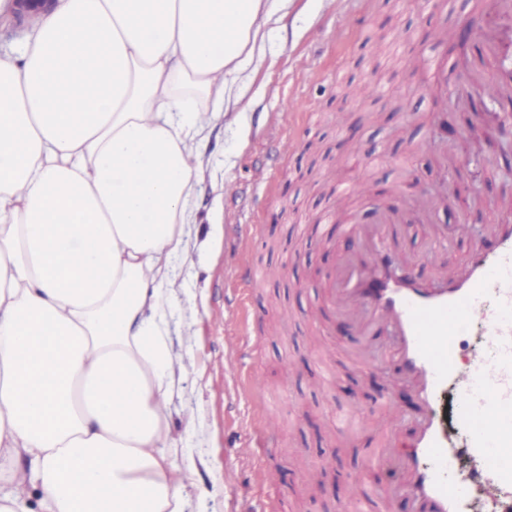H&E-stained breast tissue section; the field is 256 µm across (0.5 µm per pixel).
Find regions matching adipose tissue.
<instances>
[{
    "mask_svg": "<svg viewBox=\"0 0 512 512\" xmlns=\"http://www.w3.org/2000/svg\"><path fill=\"white\" fill-rule=\"evenodd\" d=\"M288 2L57 0L0 51V512H193L173 261Z\"/></svg>",
    "mask_w": 512,
    "mask_h": 512,
    "instance_id": "adipose-tissue-1",
    "label": "adipose tissue"
}]
</instances>
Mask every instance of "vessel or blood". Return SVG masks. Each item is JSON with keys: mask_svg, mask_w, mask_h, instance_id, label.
<instances>
[{"mask_svg": "<svg viewBox=\"0 0 512 512\" xmlns=\"http://www.w3.org/2000/svg\"><path fill=\"white\" fill-rule=\"evenodd\" d=\"M489 69L477 82L495 96L512 93V46L486 43ZM393 225L351 224L360 251L340 260L331 279L328 303L339 316L386 328L394 349L365 362L413 389L422 415L411 437L399 424L381 431L369 449L365 468H395L399 486L382 491L385 500L407 498L417 512H467L470 491H477L491 512H512V219L489 226L488 240H477L475 253L438 273L434 283L419 281L411 263L390 245ZM497 305L488 308L487 292ZM467 324L484 326L493 351L460 365L454 338ZM458 394L457 416L470 430L465 453L479 468L448 481L459 450L443 427L438 399L445 385Z\"/></svg>", "mask_w": 512, "mask_h": 512, "instance_id": "1", "label": "vessel or blood"}]
</instances>
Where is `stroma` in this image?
I'll use <instances>...</instances> for the list:
<instances>
[{"label": "stroma", "instance_id": "35a3bbf8", "mask_svg": "<svg viewBox=\"0 0 512 512\" xmlns=\"http://www.w3.org/2000/svg\"><path fill=\"white\" fill-rule=\"evenodd\" d=\"M479 2L290 0L283 22L270 26L262 64L241 74L242 109L219 121L205 146L193 192L198 246L175 262L185 292L169 314L175 349L183 347L184 322L197 334L194 364L171 409L181 457L194 465L197 512H237L250 473L239 451L255 443L246 420L259 404L279 426L270 442L255 443L266 475L246 492L255 512H336L357 475L369 486L391 482L388 471L363 470L387 418L345 434L336 416L356 421L386 396L411 419L417 401L407 387L387 389L383 373L361 374L353 355L365 339L355 329L341 334L338 318L320 325L314 318L339 254L352 245L340 225L370 222L376 206L411 213L428 192L435 208L410 224L399 250L429 282L473 252L474 238L454 237V222L484 231L494 219L490 205L512 198V128L499 125L512 101L473 92L460 103L451 94L482 71L485 38L512 37V18L480 12ZM439 30L446 43L435 41ZM431 57L447 60V88L432 85L424 67ZM353 140L364 147L359 164L347 155ZM360 178L369 182L367 196L340 195L339 183ZM240 236L250 239L242 259L263 275L246 294L250 320L237 338L242 370L263 380L250 398L224 370V289L241 259ZM436 238L448 247L433 250ZM186 408L198 419L191 431L181 418Z\"/></svg>", "mask_w": 512, "mask_h": 512}]
</instances>
